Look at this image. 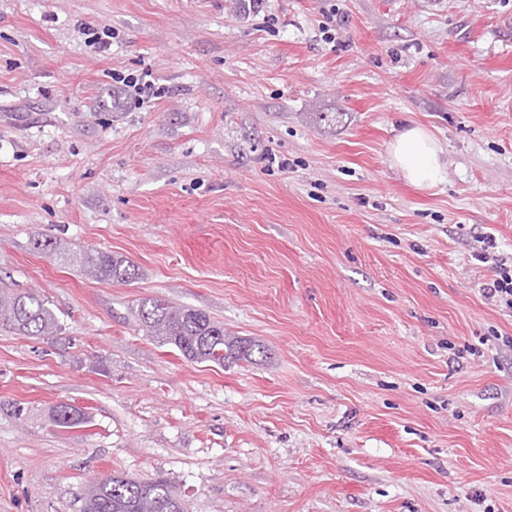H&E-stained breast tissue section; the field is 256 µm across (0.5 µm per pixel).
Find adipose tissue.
Wrapping results in <instances>:
<instances>
[{
    "mask_svg": "<svg viewBox=\"0 0 512 512\" xmlns=\"http://www.w3.org/2000/svg\"><path fill=\"white\" fill-rule=\"evenodd\" d=\"M389 157L413 185L430 188L442 178L440 150L433 134L424 128L402 130L390 145Z\"/></svg>",
    "mask_w": 512,
    "mask_h": 512,
    "instance_id": "1",
    "label": "adipose tissue"
}]
</instances>
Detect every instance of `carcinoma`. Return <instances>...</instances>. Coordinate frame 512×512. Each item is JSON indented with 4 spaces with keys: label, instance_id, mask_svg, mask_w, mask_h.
<instances>
[{
    "label": "carcinoma",
    "instance_id": "carcinoma-1",
    "mask_svg": "<svg viewBox=\"0 0 512 512\" xmlns=\"http://www.w3.org/2000/svg\"><path fill=\"white\" fill-rule=\"evenodd\" d=\"M89 276L129 283L138 276L135 265L107 251L86 248L70 258ZM136 320L146 335L176 348L192 362L218 365L230 359L248 360L256 344L224 334L223 324L206 312L158 298H146L136 310ZM0 327L22 336H54L61 331L58 317L33 291L0 289ZM53 424L74 428L86 423L85 414L69 404L57 405ZM81 512H185L182 499L165 478L141 483L129 477L109 476L90 486L81 496Z\"/></svg>",
    "mask_w": 512,
    "mask_h": 512
}]
</instances>
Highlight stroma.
Instances as JSON below:
<instances>
[{"label": "stroma", "instance_id": "35a3bbf8", "mask_svg": "<svg viewBox=\"0 0 512 512\" xmlns=\"http://www.w3.org/2000/svg\"><path fill=\"white\" fill-rule=\"evenodd\" d=\"M512 0H0V512H80L121 474L188 512H512ZM334 24V40L321 27ZM109 27L111 46L83 27ZM161 95L120 97L113 72ZM432 132L443 174L389 147ZM139 271L93 280L34 237ZM157 297L263 346L196 363ZM67 403L87 424L55 426ZM389 157L413 185L430 188L442 179L440 149L433 134L422 127L402 130L390 145ZM475 260L487 264L492 274L480 285L483 297L500 307L502 311L512 313V257L508 258L499 252H482L473 254ZM0 327L22 336H56L62 327L54 311L34 291L0 289Z\"/></svg>", "mask_w": 512, "mask_h": 512}]
</instances>
